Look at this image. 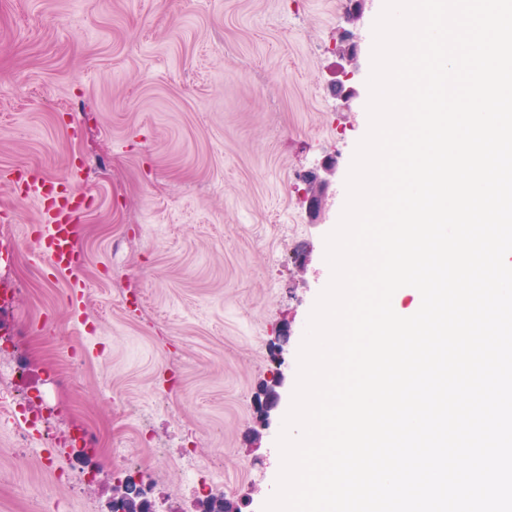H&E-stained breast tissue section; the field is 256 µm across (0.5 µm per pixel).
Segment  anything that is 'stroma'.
<instances>
[{
    "label": "stroma",
    "mask_w": 512,
    "mask_h": 512,
    "mask_svg": "<svg viewBox=\"0 0 512 512\" xmlns=\"http://www.w3.org/2000/svg\"><path fill=\"white\" fill-rule=\"evenodd\" d=\"M384 0H0V171L84 166L79 260L49 268L36 199L0 182V361L51 408L53 463L0 410V512H110L148 472L155 512H203L200 481L263 512L309 315L331 279L325 238L369 127ZM79 115L78 134L68 120ZM333 160L322 215L304 177ZM286 381L262 426L255 396ZM92 470L73 491L59 470Z\"/></svg>",
    "instance_id": "obj_1"
}]
</instances>
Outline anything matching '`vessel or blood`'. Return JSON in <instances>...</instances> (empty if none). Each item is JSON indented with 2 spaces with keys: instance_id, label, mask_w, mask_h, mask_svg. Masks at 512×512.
I'll return each instance as SVG.
<instances>
[{
  "instance_id": "vessel-or-blood-1",
  "label": "vessel or blood",
  "mask_w": 512,
  "mask_h": 512,
  "mask_svg": "<svg viewBox=\"0 0 512 512\" xmlns=\"http://www.w3.org/2000/svg\"><path fill=\"white\" fill-rule=\"evenodd\" d=\"M7 183L25 184L43 200L37 242L40 256L56 271L72 268L75 223L85 208V198L74 186V175L51 178L25 167L0 174Z\"/></svg>"
}]
</instances>
